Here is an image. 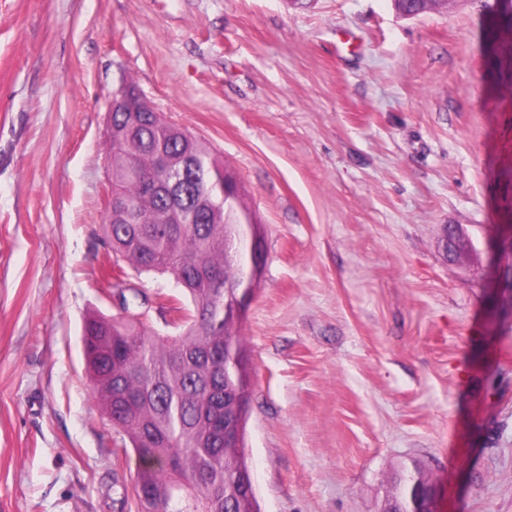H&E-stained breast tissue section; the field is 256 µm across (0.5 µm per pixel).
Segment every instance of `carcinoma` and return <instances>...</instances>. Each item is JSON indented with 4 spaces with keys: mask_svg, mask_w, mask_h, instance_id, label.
<instances>
[{
    "mask_svg": "<svg viewBox=\"0 0 512 512\" xmlns=\"http://www.w3.org/2000/svg\"><path fill=\"white\" fill-rule=\"evenodd\" d=\"M122 150L110 156L112 185L125 208L113 211L104 225L113 265L135 273L168 276L182 298L168 300L167 312L177 315L175 336H159L141 320L93 313L83 324V351L92 390L120 435L116 444L131 447L141 461L134 494L137 512H261L245 445L244 410L232 411L234 391L251 386L249 359L234 308L240 271L232 249L239 225L249 223L239 205L223 203L213 220L169 224V212L188 214L197 196L181 187H159L153 154H172L174 164L188 156L213 201L224 198L233 182L224 161L192 135L165 120L133 121L129 112L112 113L107 143ZM218 270L215 284L208 272ZM138 400L128 405L126 395ZM231 422L239 445L224 447V432L214 423ZM179 470H167V461ZM429 481L416 465L394 481L395 493L384 507L399 512L416 496L415 484Z\"/></svg>",
    "mask_w": 512,
    "mask_h": 512,
    "instance_id": "cac0c4a2",
    "label": "carcinoma"
}]
</instances>
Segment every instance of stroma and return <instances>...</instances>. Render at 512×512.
I'll use <instances>...</instances> for the list:
<instances>
[{
	"label": "stroma",
	"instance_id": "35a3bbf8",
	"mask_svg": "<svg viewBox=\"0 0 512 512\" xmlns=\"http://www.w3.org/2000/svg\"><path fill=\"white\" fill-rule=\"evenodd\" d=\"M484 0H0V512H121L134 454L82 324L116 314L107 127L134 84L240 180L266 262L240 326L262 512H512V34ZM463 231L457 255L446 227ZM169 316L160 275H129ZM416 482L420 484L422 482H430V480L417 465H412L411 468L402 470L394 481L395 493L385 501L383 509L389 508L393 511H400L401 506L406 508L408 506V498L410 496L416 497V488L414 486ZM431 495V484L427 483L419 487L416 500L412 503V508L403 512H432L428 511L426 507ZM422 504H424L423 507Z\"/></svg>",
	"mask_w": 512,
	"mask_h": 512
}]
</instances>
